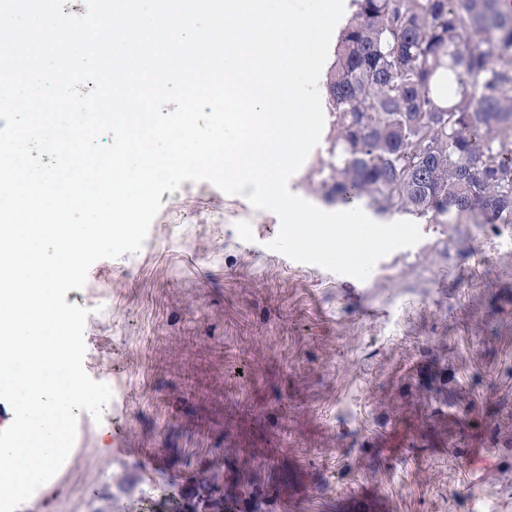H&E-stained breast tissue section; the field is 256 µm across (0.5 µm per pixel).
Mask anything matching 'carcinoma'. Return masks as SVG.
<instances>
[{
    "instance_id": "1",
    "label": "carcinoma",
    "mask_w": 512,
    "mask_h": 512,
    "mask_svg": "<svg viewBox=\"0 0 512 512\" xmlns=\"http://www.w3.org/2000/svg\"><path fill=\"white\" fill-rule=\"evenodd\" d=\"M354 2L321 190L382 216L512 224V15L500 0Z\"/></svg>"
}]
</instances>
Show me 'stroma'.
I'll list each match as a JSON object with an SVG mask.
<instances>
[{"label":"stroma","mask_w":512,"mask_h":512,"mask_svg":"<svg viewBox=\"0 0 512 512\" xmlns=\"http://www.w3.org/2000/svg\"><path fill=\"white\" fill-rule=\"evenodd\" d=\"M161 201L66 294L112 397L17 512H175L204 483L223 512H512V224L467 249L418 218L360 281L282 261L278 216L209 182Z\"/></svg>","instance_id":"35a3bbf8"}]
</instances>
